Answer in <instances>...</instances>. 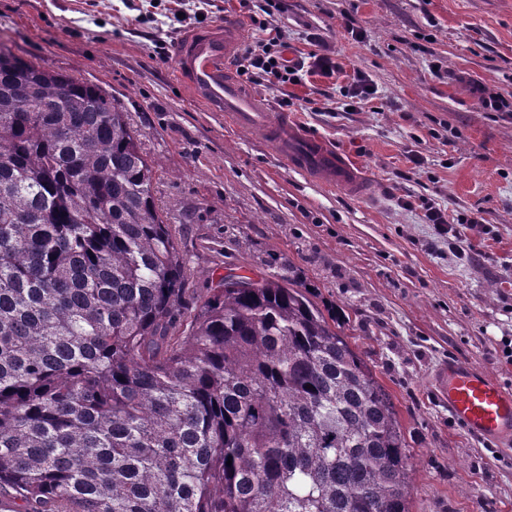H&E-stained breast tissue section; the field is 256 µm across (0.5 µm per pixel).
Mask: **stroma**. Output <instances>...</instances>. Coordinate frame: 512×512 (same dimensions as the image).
<instances>
[{
	"mask_svg": "<svg viewBox=\"0 0 512 512\" xmlns=\"http://www.w3.org/2000/svg\"><path fill=\"white\" fill-rule=\"evenodd\" d=\"M265 5L0 0V42L99 85L127 112L190 260L194 301L268 249L317 286L396 406L416 467L412 512H512V444L470 435L434 390L450 359L512 390V112L480 102L512 103V0H288L270 16L289 57L317 50L338 69L250 91L336 147L365 174L366 198L320 188L181 83L182 35L232 18L252 45L250 17ZM360 75L375 92L347 108L343 90ZM422 198L452 218L482 216L458 225L461 253L427 224Z\"/></svg>",
	"mask_w": 512,
	"mask_h": 512,
	"instance_id": "stroma-1",
	"label": "stroma"
}]
</instances>
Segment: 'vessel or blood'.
<instances>
[{
    "label": "vessel or blood",
    "instance_id": "b4317fda",
    "mask_svg": "<svg viewBox=\"0 0 512 512\" xmlns=\"http://www.w3.org/2000/svg\"><path fill=\"white\" fill-rule=\"evenodd\" d=\"M239 38L236 21L228 18L189 32L176 44L175 68L192 96L245 128L253 140L274 146L292 169L321 186L366 195L367 183L328 141L271 116L266 102L237 82L229 65ZM436 385L449 414L472 435L498 445L512 442V392L499 382L451 361L439 368Z\"/></svg>",
    "mask_w": 512,
    "mask_h": 512
}]
</instances>
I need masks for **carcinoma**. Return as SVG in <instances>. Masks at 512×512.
<instances>
[{
    "instance_id": "cac0c4a2",
    "label": "carcinoma",
    "mask_w": 512,
    "mask_h": 512,
    "mask_svg": "<svg viewBox=\"0 0 512 512\" xmlns=\"http://www.w3.org/2000/svg\"><path fill=\"white\" fill-rule=\"evenodd\" d=\"M154 182L113 98L0 44L14 512H410L398 412L336 314L272 252L190 305Z\"/></svg>"
}]
</instances>
